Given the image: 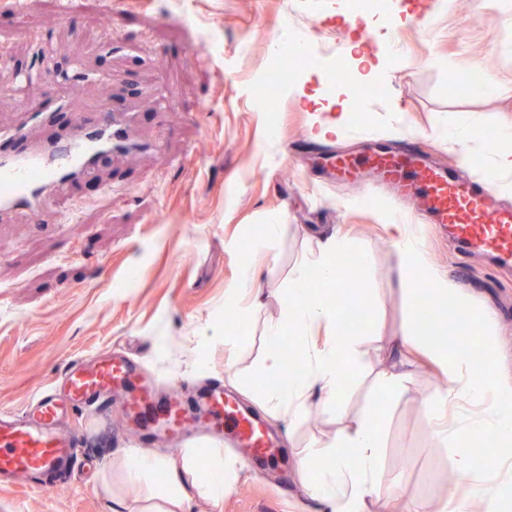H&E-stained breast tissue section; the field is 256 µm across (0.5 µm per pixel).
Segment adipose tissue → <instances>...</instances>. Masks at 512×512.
I'll list each match as a JSON object with an SVG mask.
<instances>
[{
    "instance_id": "ef3b65f1",
    "label": "adipose tissue",
    "mask_w": 512,
    "mask_h": 512,
    "mask_svg": "<svg viewBox=\"0 0 512 512\" xmlns=\"http://www.w3.org/2000/svg\"><path fill=\"white\" fill-rule=\"evenodd\" d=\"M307 81L310 88L304 97L315 114L311 134L319 140H330L340 135L348 118L344 111L346 99L339 95L333 101H324L315 85V76H308ZM384 230L399 258L402 275L414 270L428 271L436 298L443 303L448 298H457L460 317H467V305L462 302V292L456 283L430 270L418 243L416 225L405 223L403 216L391 212L385 216ZM350 246L351 239L345 234L323 238L317 254L297 268L289 280L281 299L282 316L266 332L263 371L276 375L279 383L262 397L265 410L292 420L309 410L315 392H323L329 405L342 397L348 385L347 368L357 353L356 340L339 331L330 302L314 293L313 286L337 282L336 259ZM284 343L290 344L301 357V375L287 373L280 353ZM399 345L425 349L448 385L445 399L428 400L432 412H439L449 399H474L484 406L477 417L461 419L453 427L442 426L436 431L438 441L450 440L460 447L459 469L466 480L481 486L482 491H450L435 504L434 512H505L507 499L502 488L484 484L471 449L490 438L496 443L500 460L512 461V383L477 382L470 374L465 346L451 349L433 344L429 333L416 321L408 322ZM329 446L326 461L302 456L296 464L300 482L313 498L324 504L325 512H363L367 501L382 498L383 488L377 479L381 448L373 411H365L337 429ZM202 457L207 459L209 471L201 483L196 478V467ZM118 463L129 482H141L158 472L164 473L165 480L158 502L132 509L118 500L114 512H188L198 502L216 510L224 499L230 472L218 448H190L166 457H151L129 448Z\"/></svg>"
}]
</instances>
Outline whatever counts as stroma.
<instances>
[{"label": "stroma", "mask_w": 512, "mask_h": 512, "mask_svg": "<svg viewBox=\"0 0 512 512\" xmlns=\"http://www.w3.org/2000/svg\"><path fill=\"white\" fill-rule=\"evenodd\" d=\"M352 0H0V131L23 125L28 106L64 102L68 123L103 105L134 114L146 151L115 154L38 219L0 223V410L24 407L76 357L116 350L140 362L159 393L220 381L237 403L258 410L276 438L277 466L243 465L242 452L220 441L235 461L222 512H319L297 476L298 455L324 452L330 437L371 402L383 448L378 479L405 512L433 504L466 483L458 450L435 439L425 401L445 395L425 353L409 357L403 387L377 383L394 336L411 315L399 291L393 247L382 222L402 208L418 223L433 268L458 283L473 318L468 330L492 332L494 351L474 374L512 375V265L461 250L448 228L432 223L419 199L400 197L369 172L356 183L315 168V153L352 157L379 145L414 146L434 166L456 165L485 180L493 142L478 139L470 158L437 129L460 121L497 126L512 113V0H426L427 27L412 25L397 0H377L383 19L375 40L357 41L342 13ZM314 32L342 65L351 48L382 58L364 90L360 115L340 136L303 142L311 121L290 74L284 90L260 102L272 65L288 72L280 48L289 30ZM495 76L496 91L478 96L458 77L472 61ZM400 112H392L391 103ZM279 230L263 254L249 244L266 225ZM350 231L353 254L366 257L354 297L364 312L355 331L358 356L341 401L287 425L259 404L276 376L263 373L265 332L281 315L279 289L317 251V237ZM258 270L265 298L246 331L224 308L245 265ZM221 330L240 337L234 350L207 342ZM69 427L86 434L87 459L50 486H0V512H112L98 472L112 470L114 494L141 499L158 482L132 485L113 459L141 445L119 414L88 419L71 409Z\"/></svg>", "instance_id": "stroma-1"}]
</instances>
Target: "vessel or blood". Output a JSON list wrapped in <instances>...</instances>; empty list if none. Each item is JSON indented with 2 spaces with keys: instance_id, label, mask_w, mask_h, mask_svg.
Listing matches in <instances>:
<instances>
[{
  "instance_id": "obj_1",
  "label": "vessel or blood",
  "mask_w": 512,
  "mask_h": 512,
  "mask_svg": "<svg viewBox=\"0 0 512 512\" xmlns=\"http://www.w3.org/2000/svg\"><path fill=\"white\" fill-rule=\"evenodd\" d=\"M136 146L131 114L120 108L92 115L39 143L28 141L20 130L0 133V221L18 212L40 216L51 194L63 193L95 170L102 156ZM361 165L377 170L403 192L423 188L433 219L447 225L462 247L512 265V211L494 207L491 184L460 179L450 167L422 165L410 150L376 153L357 162L341 160L336 169L347 178ZM120 391L127 395L128 422L146 438L161 435L175 442L201 433L220 439L228 433L256 458L273 445L269 433L255 426V414L225 397L222 383L199 389L189 404L157 394L142 366L107 350L71 361L61 378L21 412H0V484L26 478L36 486L74 468L82 456L83 436L64 429L67 408L95 418L111 407L113 393Z\"/></svg>"
}]
</instances>
